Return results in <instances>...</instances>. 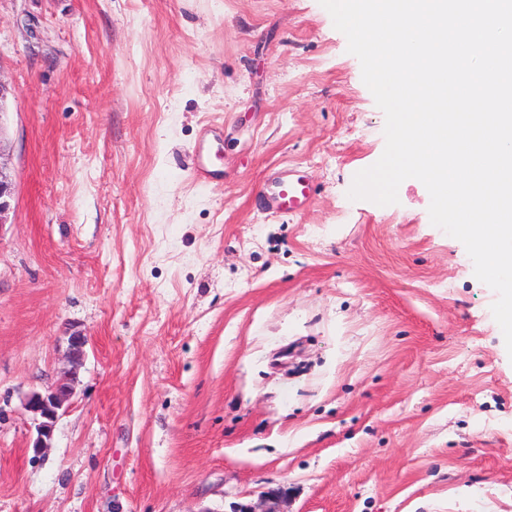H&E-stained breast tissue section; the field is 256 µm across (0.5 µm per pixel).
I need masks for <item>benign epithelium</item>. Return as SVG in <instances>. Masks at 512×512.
<instances>
[{
	"mask_svg": "<svg viewBox=\"0 0 512 512\" xmlns=\"http://www.w3.org/2000/svg\"><path fill=\"white\" fill-rule=\"evenodd\" d=\"M8 88L0 81V225L4 224L13 198L14 185L8 168L7 138L3 122L4 103ZM87 337L79 332L68 336V353L70 369L63 372L55 385L45 392L32 393L25 403V408L33 415L36 424L37 437L33 443L34 450L48 447L56 422L59 419V410L73 395V382L77 368L85 357ZM285 493L281 490H272L267 493L259 504L235 503L230 512H284L282 509Z\"/></svg>",
	"mask_w": 512,
	"mask_h": 512,
	"instance_id": "1",
	"label": "benign epithelium"
}]
</instances>
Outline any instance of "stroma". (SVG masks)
<instances>
[{
    "label": "stroma",
    "mask_w": 512,
    "mask_h": 512,
    "mask_svg": "<svg viewBox=\"0 0 512 512\" xmlns=\"http://www.w3.org/2000/svg\"><path fill=\"white\" fill-rule=\"evenodd\" d=\"M0 81V512H512L496 294L423 185L348 198L385 116L319 0H0ZM8 88L0 81V225L5 224L8 211L13 198L14 185L8 168L7 138L3 122L4 103L7 98ZM312 187L303 176L288 174L277 179L276 189L266 198L271 210L276 212L300 213L310 204ZM87 337L80 332H73L68 336V353L70 369L63 371V375L55 385L42 392L32 393L25 403V408L33 415L36 424L37 437L33 443L35 451L48 448L56 422L59 419V410L73 395V382L77 368L85 357ZM285 493L281 490H272L267 493L259 504L252 505L235 503L229 512H286L282 509Z\"/></svg>",
    "instance_id": "35a3bbf8"
}]
</instances>
